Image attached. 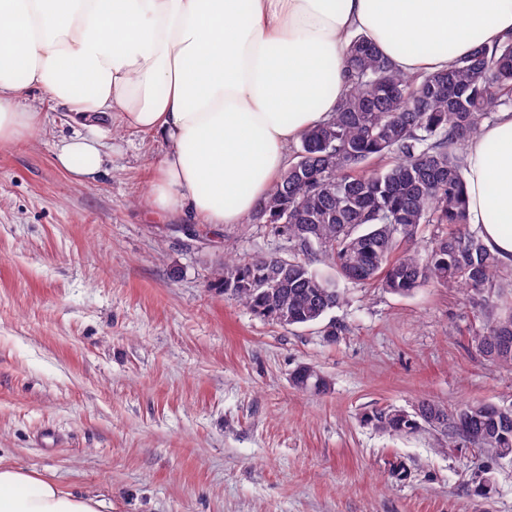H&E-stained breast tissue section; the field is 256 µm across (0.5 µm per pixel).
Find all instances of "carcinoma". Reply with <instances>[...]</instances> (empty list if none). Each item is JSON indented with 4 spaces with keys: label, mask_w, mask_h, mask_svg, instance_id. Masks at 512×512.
<instances>
[{
    "label": "carcinoma",
    "mask_w": 512,
    "mask_h": 512,
    "mask_svg": "<svg viewBox=\"0 0 512 512\" xmlns=\"http://www.w3.org/2000/svg\"><path fill=\"white\" fill-rule=\"evenodd\" d=\"M348 90L327 122L309 130L263 206L249 218L288 242V256L238 264L224 248L217 274L255 314L282 326L323 324L345 301L341 282L378 285L404 296L431 284L461 289L483 319L470 337L485 360L512 372V310L493 313V298L512 292V277L467 222L464 149L486 120L512 109V36L480 44L448 69L406 75L364 37L349 38ZM423 225L435 228L419 249ZM301 389L322 390L324 377L304 366ZM474 444L492 460L512 459V408L475 401L456 408L430 399L414 411L375 412L388 433H414L424 419Z\"/></svg>",
    "instance_id": "1"
}]
</instances>
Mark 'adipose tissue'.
Listing matches in <instances>:
<instances>
[{"instance_id": "1", "label": "adipose tissue", "mask_w": 512, "mask_h": 512, "mask_svg": "<svg viewBox=\"0 0 512 512\" xmlns=\"http://www.w3.org/2000/svg\"><path fill=\"white\" fill-rule=\"evenodd\" d=\"M403 73L445 69L512 34V0H0V144L37 131L43 90L83 131L57 158L104 160L106 115L168 150L146 202L164 218L239 224L288 166V148L336 110L346 37ZM468 221L512 266V111L465 155ZM102 500L0 466V512H102Z\"/></svg>"}]
</instances>
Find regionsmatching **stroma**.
Wrapping results in <instances>:
<instances>
[{"mask_svg": "<svg viewBox=\"0 0 512 512\" xmlns=\"http://www.w3.org/2000/svg\"><path fill=\"white\" fill-rule=\"evenodd\" d=\"M31 137L0 146V462L108 503V512H512V462L380 409L428 397L512 406V373L468 344L465 292L348 286L344 327L281 326L225 294L215 270L287 254L260 224L154 217L167 150L112 123L104 173L79 180L62 108L31 91ZM325 377L297 388L300 366Z\"/></svg>", "mask_w": 512, "mask_h": 512, "instance_id": "stroma-1", "label": "stroma"}]
</instances>
